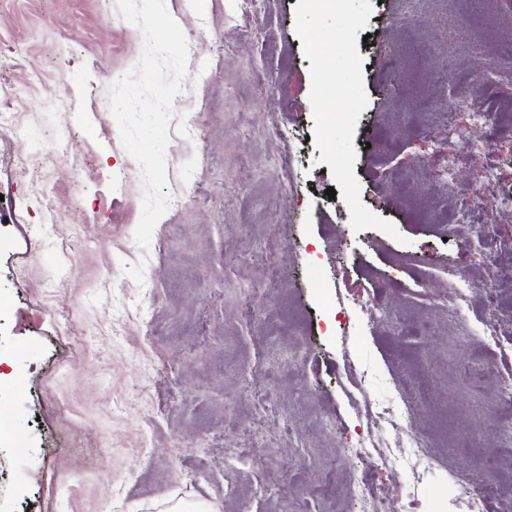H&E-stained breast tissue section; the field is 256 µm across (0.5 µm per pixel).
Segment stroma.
Returning <instances> with one entry per match:
<instances>
[{"instance_id": "stroma-1", "label": "stroma", "mask_w": 512, "mask_h": 512, "mask_svg": "<svg viewBox=\"0 0 512 512\" xmlns=\"http://www.w3.org/2000/svg\"><path fill=\"white\" fill-rule=\"evenodd\" d=\"M298 2L165 0L192 63L143 249L141 170L109 109L141 30L117 0H0V97L19 119L0 130V372L19 378L0 390V512H362L353 471L401 512H457L452 473L512 512V210L486 198L481 241L448 229L487 164L512 186V135L453 189L435 162L449 131L472 134L445 76L481 96L512 21L452 52L437 0H371L354 174L398 242L354 231L326 194ZM415 38L436 77L425 110L396 87ZM396 402L425 450L419 482L357 450L404 443L376 412Z\"/></svg>"}]
</instances>
